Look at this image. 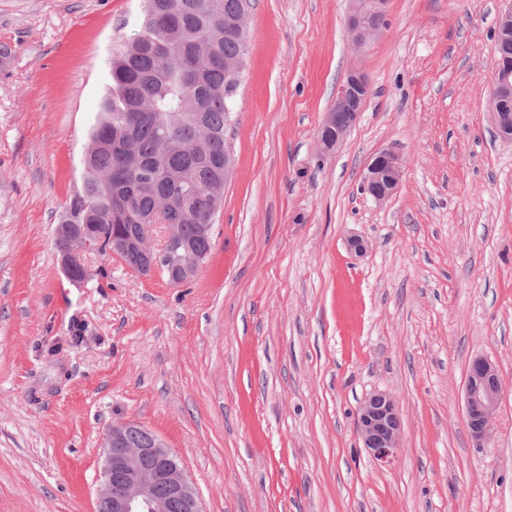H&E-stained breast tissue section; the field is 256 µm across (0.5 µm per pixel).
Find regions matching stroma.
Masks as SVG:
<instances>
[{
  "instance_id": "stroma-1",
  "label": "stroma",
  "mask_w": 512,
  "mask_h": 512,
  "mask_svg": "<svg viewBox=\"0 0 512 512\" xmlns=\"http://www.w3.org/2000/svg\"><path fill=\"white\" fill-rule=\"evenodd\" d=\"M347 8L252 0L234 174L194 279L115 258L77 285L55 228L142 0H0V512H96L104 435L129 420L205 512H512V140L489 115L506 2L387 0L362 49ZM353 68L369 95L319 156ZM383 150L404 176L379 203L362 179ZM477 357L503 386L484 447ZM375 390L400 409L389 466L356 432ZM355 90H362L365 93L369 91V84L364 73L357 69H351L347 75L346 81L339 87L336 94V103L343 101ZM358 100L347 98L333 109L326 113L316 140L317 151L320 155H327L335 151L343 141L348 130L356 122L359 112H354L357 108ZM349 112L348 119L345 122L339 121L338 113L342 119ZM502 394L496 367L485 358H475L469 367L464 410L471 436L480 447L492 437V421Z\"/></svg>"
}]
</instances>
